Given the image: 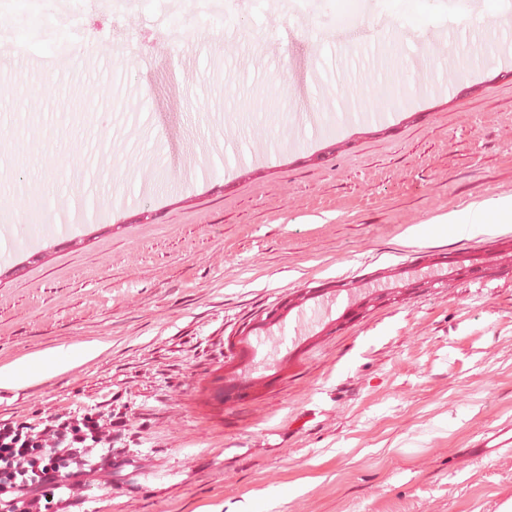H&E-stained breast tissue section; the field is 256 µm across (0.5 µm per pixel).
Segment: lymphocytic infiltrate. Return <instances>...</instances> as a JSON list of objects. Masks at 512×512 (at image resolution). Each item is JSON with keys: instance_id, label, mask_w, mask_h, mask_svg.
Segmentation results:
<instances>
[{"instance_id": "f902f5d3", "label": "lymphocytic infiltrate", "mask_w": 512, "mask_h": 512, "mask_svg": "<svg viewBox=\"0 0 512 512\" xmlns=\"http://www.w3.org/2000/svg\"><path fill=\"white\" fill-rule=\"evenodd\" d=\"M126 414L99 408L38 422L0 420V512H69L77 491L112 466Z\"/></svg>"}]
</instances>
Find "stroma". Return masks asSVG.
<instances>
[{
	"mask_svg": "<svg viewBox=\"0 0 512 512\" xmlns=\"http://www.w3.org/2000/svg\"><path fill=\"white\" fill-rule=\"evenodd\" d=\"M274 2L52 0L77 48L39 71L0 28V366L102 347L0 389V419L126 411L79 512H505L512 456L468 450L512 426V228L475 275L447 267L471 236L409 231L512 197V0H431L410 31L307 0L363 31L339 46Z\"/></svg>",
	"mask_w": 512,
	"mask_h": 512,
	"instance_id": "obj_1",
	"label": "stroma"
}]
</instances>
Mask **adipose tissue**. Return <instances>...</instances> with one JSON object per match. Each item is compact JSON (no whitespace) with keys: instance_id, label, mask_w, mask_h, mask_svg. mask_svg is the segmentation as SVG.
<instances>
[{"instance_id":"ef3b65f1","label":"adipose tissue","mask_w":512,"mask_h":512,"mask_svg":"<svg viewBox=\"0 0 512 512\" xmlns=\"http://www.w3.org/2000/svg\"><path fill=\"white\" fill-rule=\"evenodd\" d=\"M92 348L80 346L62 351H44L0 366V388L18 389L48 373H59L86 361Z\"/></svg>"}]
</instances>
